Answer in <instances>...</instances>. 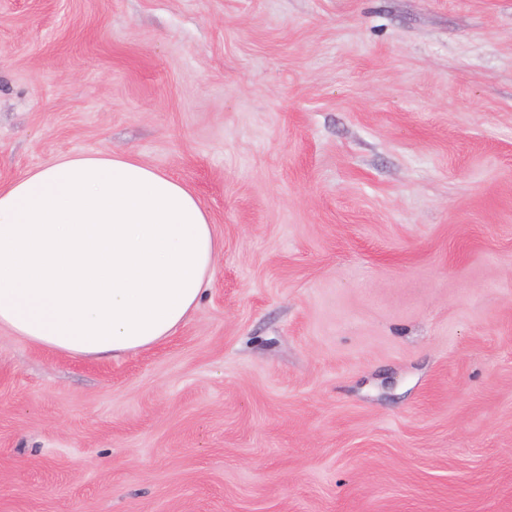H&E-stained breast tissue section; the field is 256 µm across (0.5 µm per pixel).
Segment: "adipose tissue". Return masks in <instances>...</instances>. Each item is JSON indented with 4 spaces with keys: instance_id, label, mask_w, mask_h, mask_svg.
<instances>
[{
    "instance_id": "1",
    "label": "adipose tissue",
    "mask_w": 512,
    "mask_h": 512,
    "mask_svg": "<svg viewBox=\"0 0 512 512\" xmlns=\"http://www.w3.org/2000/svg\"><path fill=\"white\" fill-rule=\"evenodd\" d=\"M221 242L196 194L127 154L64 156L0 188V329L74 358L173 336Z\"/></svg>"
}]
</instances>
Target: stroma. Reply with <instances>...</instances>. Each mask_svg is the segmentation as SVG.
I'll return each mask as SVG.
<instances>
[{
    "label": "stroma",
    "instance_id": "1",
    "mask_svg": "<svg viewBox=\"0 0 512 512\" xmlns=\"http://www.w3.org/2000/svg\"><path fill=\"white\" fill-rule=\"evenodd\" d=\"M81 152L224 247L150 349L0 330V512H512V0H0V185Z\"/></svg>",
    "mask_w": 512,
    "mask_h": 512
}]
</instances>
